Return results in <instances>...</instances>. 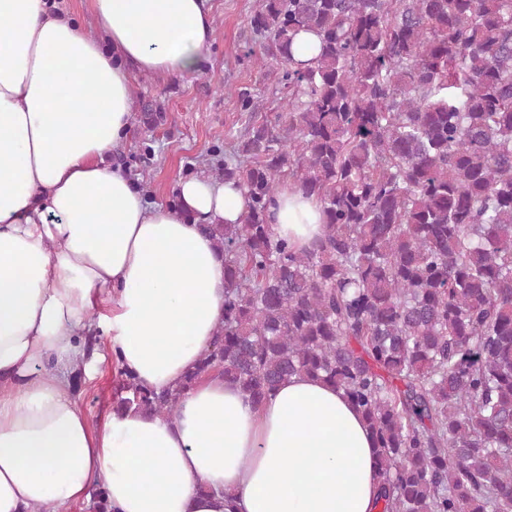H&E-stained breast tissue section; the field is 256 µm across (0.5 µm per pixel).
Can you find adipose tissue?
<instances>
[{
  "mask_svg": "<svg viewBox=\"0 0 512 512\" xmlns=\"http://www.w3.org/2000/svg\"><path fill=\"white\" fill-rule=\"evenodd\" d=\"M208 0H0V512H67L103 486L112 512H379L372 433L342 390L294 376L260 402L208 377L176 418L95 423L72 370L99 330L143 388H176L224 312V256L206 224L237 223L241 188L178 180L147 201L111 156L134 73L199 71ZM274 230L296 248L322 207L281 189Z\"/></svg>",
  "mask_w": 512,
  "mask_h": 512,
  "instance_id": "1",
  "label": "adipose tissue"
}]
</instances>
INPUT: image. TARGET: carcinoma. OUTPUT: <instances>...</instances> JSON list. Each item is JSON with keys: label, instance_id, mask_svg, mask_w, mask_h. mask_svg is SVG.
<instances>
[{"label": "carcinoma", "instance_id": "carcinoma-1", "mask_svg": "<svg viewBox=\"0 0 512 512\" xmlns=\"http://www.w3.org/2000/svg\"><path fill=\"white\" fill-rule=\"evenodd\" d=\"M280 111L246 112L224 181V315L172 390L120 376L116 407L171 419L220 376L260 402L293 375L342 389L375 441L381 512H512V0H258ZM300 32L319 51L293 58ZM322 204L295 249L286 184ZM275 233L297 248L309 247L322 234L323 214L316 197H306L296 186L283 187L272 209Z\"/></svg>", "mask_w": 512, "mask_h": 512}]
</instances>
